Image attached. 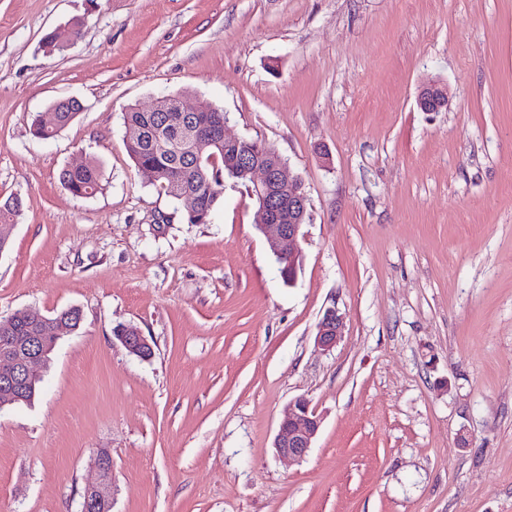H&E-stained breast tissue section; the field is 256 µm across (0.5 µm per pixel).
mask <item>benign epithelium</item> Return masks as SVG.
<instances>
[{
  "instance_id": "1",
  "label": "benign epithelium",
  "mask_w": 512,
  "mask_h": 512,
  "mask_svg": "<svg viewBox=\"0 0 512 512\" xmlns=\"http://www.w3.org/2000/svg\"><path fill=\"white\" fill-rule=\"evenodd\" d=\"M417 105L423 112H440L448 107L444 83L430 81L421 86ZM242 177L248 180L250 196L257 197L259 230L270 244L282 277L292 283L303 264L299 236L307 220V197L301 192L302 180L287 170L286 164L273 148L266 155L253 159L243 154L239 158ZM34 322L38 332L18 336L14 331L17 317ZM71 316L65 310L53 319L55 332L47 329V319L32 311L0 320V403H26L37 383L42 379V367L54 349L59 332L73 328L62 325ZM343 317L334 308L325 311L318 323L315 342L324 350L333 348L342 336ZM116 339L127 351L140 358H148L152 348L135 328L124 326L116 331ZM321 427V418L311 409L310 402L297 397L288 402L274 437L277 454L289 460L304 458ZM99 479L85 488L80 512H112V458L102 452L98 456Z\"/></svg>"
}]
</instances>
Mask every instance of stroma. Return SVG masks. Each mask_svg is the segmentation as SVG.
<instances>
[{
	"label": "stroma",
	"instance_id": "obj_1",
	"mask_svg": "<svg viewBox=\"0 0 512 512\" xmlns=\"http://www.w3.org/2000/svg\"><path fill=\"white\" fill-rule=\"evenodd\" d=\"M430 79L444 111L416 104ZM169 95L301 177L293 284L244 186L187 224L135 166L123 114ZM90 160L100 188L72 196L59 173ZM10 197L0 319L82 321L36 398L0 407V512H79L103 450L112 512H512V0H0ZM300 396L322 427L283 459ZM61 100L54 102L46 112H53L54 118L51 121H45L43 119V113H39L34 116L32 121L33 135L39 139H49L57 135V133L69 125L79 114L77 112L81 107V104L76 101L75 104H63ZM72 101V98L64 99L62 102L67 103ZM79 105V108L76 105ZM343 317L338 314L336 308L325 311L318 323L315 342L323 350H330L342 336ZM116 339L127 349V351L140 358H149L152 348L147 339L136 329L130 326L119 328L115 333ZM321 427V418L311 409L310 402L297 397L288 402L274 437L277 454L288 460L303 459L312 447Z\"/></svg>",
	"mask_w": 512,
	"mask_h": 512
}]
</instances>
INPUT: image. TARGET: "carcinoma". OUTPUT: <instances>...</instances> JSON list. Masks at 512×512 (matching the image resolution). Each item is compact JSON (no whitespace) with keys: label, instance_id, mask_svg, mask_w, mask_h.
I'll list each match as a JSON object with an SVG mask.
<instances>
[{"label":"carcinoma","instance_id":"cac0c4a2","mask_svg":"<svg viewBox=\"0 0 512 512\" xmlns=\"http://www.w3.org/2000/svg\"><path fill=\"white\" fill-rule=\"evenodd\" d=\"M51 109L54 110L52 120H44L40 113L33 118V135L39 139L54 137L78 115L76 105H66L59 100L51 105ZM178 117L172 96L162 98L156 112L128 109L124 113L126 148L137 168H150L159 174L158 185L167 196L172 198L183 192L197 196L199 208L195 213L184 216L186 223L207 224L217 202L224 196V183L231 180L244 184L233 169L234 154L249 151L260 157L264 155L265 148L259 141L226 148L224 141L217 139L202 151L197 139L209 135V132L199 130L179 134L173 124ZM59 179L65 190L78 197L91 196L100 188L99 169L93 160L80 170H62ZM21 208L20 199L6 200L0 205V222L14 219Z\"/></svg>","mask_w":512,"mask_h":512}]
</instances>
